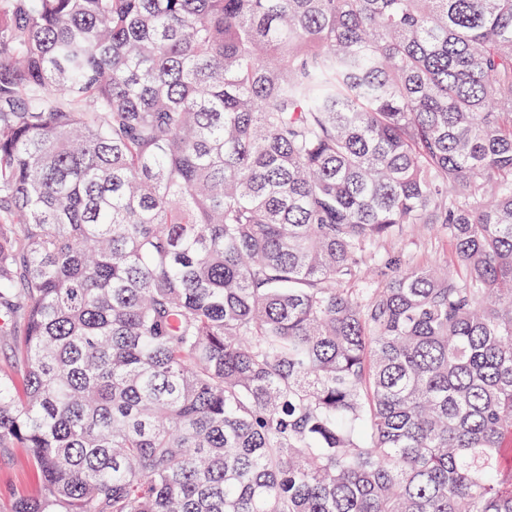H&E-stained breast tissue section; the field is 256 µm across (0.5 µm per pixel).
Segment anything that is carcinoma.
Returning <instances> with one entry per match:
<instances>
[{"label": "carcinoma", "mask_w": 512, "mask_h": 512, "mask_svg": "<svg viewBox=\"0 0 512 512\" xmlns=\"http://www.w3.org/2000/svg\"><path fill=\"white\" fill-rule=\"evenodd\" d=\"M1 341L7 512H512V0H0ZM402 248L418 266H437L452 257V247L440 233L437 224H415L403 237V241H382L378 250L382 255ZM37 477L28 468L0 460V510H5L17 497L33 495Z\"/></svg>", "instance_id": "1"}]
</instances>
